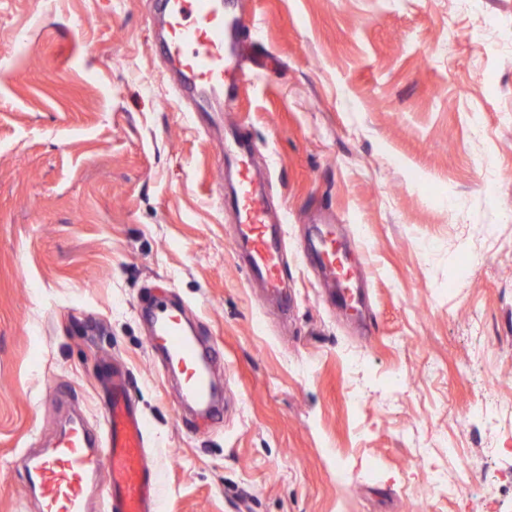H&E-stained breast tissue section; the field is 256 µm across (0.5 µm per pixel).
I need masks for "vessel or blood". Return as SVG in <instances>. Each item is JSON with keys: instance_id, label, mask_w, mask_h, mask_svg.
<instances>
[{"instance_id": "obj_1", "label": "vessel or blood", "mask_w": 512, "mask_h": 512, "mask_svg": "<svg viewBox=\"0 0 512 512\" xmlns=\"http://www.w3.org/2000/svg\"><path fill=\"white\" fill-rule=\"evenodd\" d=\"M155 10L162 21L155 47L177 74L179 94L191 98L197 111L230 112L240 86L252 75L238 39L247 26L241 0H156ZM260 180L250 164L242 165L234 191L233 241L237 253L248 258L249 280L276 292L284 286L283 227L269 218ZM317 259L324 280L336 289L339 313L349 316L353 268L336 247L333 226L320 236ZM150 321L147 341L162 352L166 371L178 377L180 400L193 405L199 418L218 415L216 354L202 350L180 312L167 303L154 304ZM103 417V431L74 423L53 448L32 460L29 475L40 512H90L88 489L102 476L110 489L104 512H154L158 472L146 460L145 421L132 405L121 371L112 373Z\"/></svg>"}]
</instances>
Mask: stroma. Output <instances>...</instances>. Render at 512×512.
Instances as JSON below:
<instances>
[{
    "instance_id": "obj_1",
    "label": "stroma",
    "mask_w": 512,
    "mask_h": 512,
    "mask_svg": "<svg viewBox=\"0 0 512 512\" xmlns=\"http://www.w3.org/2000/svg\"><path fill=\"white\" fill-rule=\"evenodd\" d=\"M247 2L269 62L223 119L177 99L153 0H0V512H39L69 411L103 429L116 361L159 512H512V0ZM228 122L288 219L284 300L233 256ZM319 209L366 255L370 340L300 256ZM156 287L224 355L199 429Z\"/></svg>"
}]
</instances>
